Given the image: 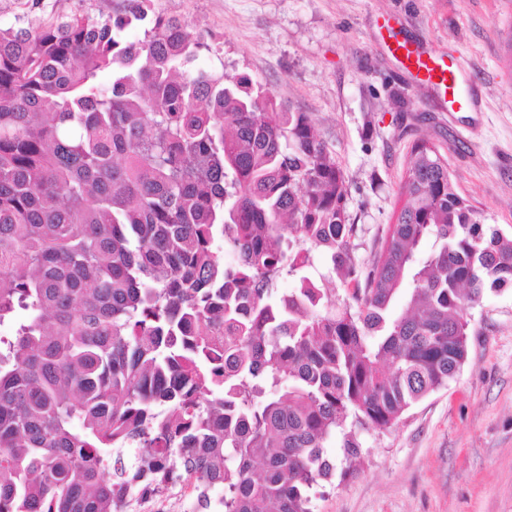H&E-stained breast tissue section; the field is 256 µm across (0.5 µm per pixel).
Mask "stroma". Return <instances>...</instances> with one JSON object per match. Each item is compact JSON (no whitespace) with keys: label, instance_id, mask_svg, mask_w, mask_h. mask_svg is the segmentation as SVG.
Here are the masks:
<instances>
[{"label":"stroma","instance_id":"stroma-1","mask_svg":"<svg viewBox=\"0 0 512 512\" xmlns=\"http://www.w3.org/2000/svg\"><path fill=\"white\" fill-rule=\"evenodd\" d=\"M212 50L203 66L249 76L316 121L348 180L358 261L380 250L415 140L443 146L459 191L512 230V0H154ZM112 11V0H0V24ZM457 64L475 112L437 109L387 50L390 33ZM467 359L448 385L361 434L312 512H512V288L469 309Z\"/></svg>","mask_w":512,"mask_h":512}]
</instances>
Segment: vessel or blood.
I'll use <instances>...</instances> for the list:
<instances>
[{
    "mask_svg": "<svg viewBox=\"0 0 512 512\" xmlns=\"http://www.w3.org/2000/svg\"><path fill=\"white\" fill-rule=\"evenodd\" d=\"M388 51L402 70L416 83L430 87L448 109L476 107L475 97L463 90L456 66L445 56L404 38L389 43Z\"/></svg>",
    "mask_w": 512,
    "mask_h": 512,
    "instance_id": "vessel-or-blood-1",
    "label": "vessel or blood"
}]
</instances>
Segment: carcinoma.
Here are the masks:
<instances>
[{
  "mask_svg": "<svg viewBox=\"0 0 512 512\" xmlns=\"http://www.w3.org/2000/svg\"><path fill=\"white\" fill-rule=\"evenodd\" d=\"M152 4L0 26V512H127L189 479V512H311L336 432L354 458L455 377L512 231L421 139L359 263L313 119L191 71L210 45Z\"/></svg>",
  "mask_w": 512,
  "mask_h": 512,
  "instance_id": "carcinoma-1",
  "label": "carcinoma"
}]
</instances>
